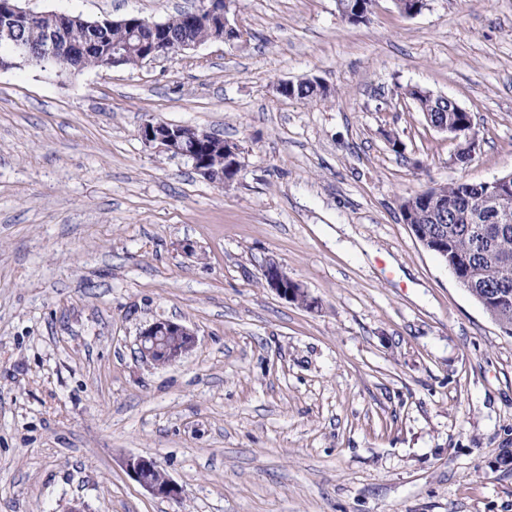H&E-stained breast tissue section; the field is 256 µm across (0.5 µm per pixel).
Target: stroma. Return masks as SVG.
Instances as JSON below:
<instances>
[{
  "label": "stroma",
  "instance_id": "stroma-1",
  "mask_svg": "<svg viewBox=\"0 0 512 512\" xmlns=\"http://www.w3.org/2000/svg\"><path fill=\"white\" fill-rule=\"evenodd\" d=\"M196 2L20 5L163 22ZM229 18L242 42L0 71V512H512V335L400 214L512 171V0ZM314 76L332 98L276 91ZM410 86L471 113L468 166ZM149 122L236 143L239 179L146 144ZM270 259L318 308L263 286ZM165 319L197 345L156 366L138 337ZM132 456L181 500L134 482ZM125 466L130 477L152 496L174 501L181 499L182 487L168 475H164L160 482L155 481L162 476V470L154 458L145 456L131 457L126 461ZM148 473V476L153 480L146 476Z\"/></svg>",
  "mask_w": 512,
  "mask_h": 512
}]
</instances>
